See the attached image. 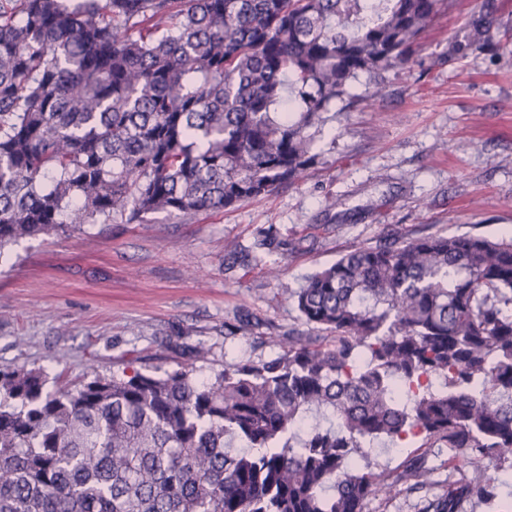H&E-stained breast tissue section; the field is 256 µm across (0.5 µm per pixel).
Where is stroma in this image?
I'll return each instance as SVG.
<instances>
[{
    "instance_id": "obj_1",
    "label": "stroma",
    "mask_w": 512,
    "mask_h": 512,
    "mask_svg": "<svg viewBox=\"0 0 512 512\" xmlns=\"http://www.w3.org/2000/svg\"><path fill=\"white\" fill-rule=\"evenodd\" d=\"M484 0H455L381 95L337 113L318 163L268 197L221 212H156L25 238L0 255V368L78 383L98 372L225 366L315 336L291 292L342 254L387 237L512 235V54L449 59ZM206 360H198L197 349ZM387 490L364 512H427L466 478L445 443L373 444ZM414 459L417 486L398 481Z\"/></svg>"
}]
</instances>
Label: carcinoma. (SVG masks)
Returning a JSON list of instances; mask_svg holds the SVG:
<instances>
[{"instance_id":"carcinoma-1","label":"carcinoma","mask_w":512,"mask_h":512,"mask_svg":"<svg viewBox=\"0 0 512 512\" xmlns=\"http://www.w3.org/2000/svg\"><path fill=\"white\" fill-rule=\"evenodd\" d=\"M452 0H0V251L224 210L317 163L315 134ZM494 5L448 56L493 39ZM368 82L356 92L362 76ZM326 336L200 380L0 369V512H364L378 439L448 444L496 499L512 460V237L355 248L291 294Z\"/></svg>"}]
</instances>
